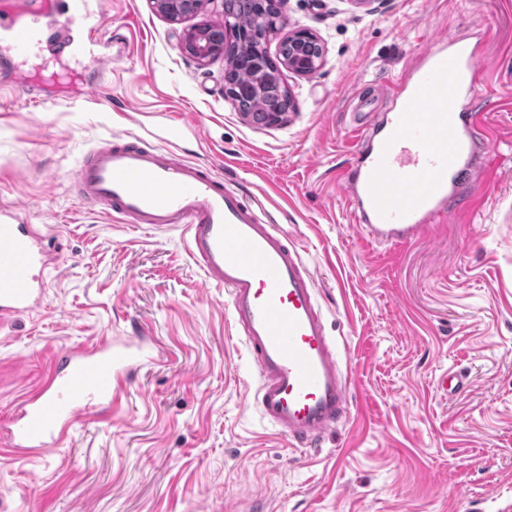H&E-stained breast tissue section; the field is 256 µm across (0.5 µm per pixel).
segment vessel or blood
<instances>
[{
  "label": "vessel or blood",
  "instance_id": "b4317fda",
  "mask_svg": "<svg viewBox=\"0 0 512 512\" xmlns=\"http://www.w3.org/2000/svg\"><path fill=\"white\" fill-rule=\"evenodd\" d=\"M63 2L34 0L16 10L0 0V20L11 32L0 66L11 67L13 52L25 50ZM477 63L474 48L441 38L406 69L393 89L392 111L372 117L345 176L348 205L367 239L416 241L447 216L462 186L490 184L477 162L487 149L480 115L460 109ZM74 184L79 201L102 205L125 224L184 230L189 255L228 296L266 423L312 448L347 421L351 378L327 329L319 281L261 202L245 200L212 167L131 133L93 147ZM53 262L47 235L25 222L20 207L1 206V327L41 306L43 273ZM152 358L142 336L57 354L50 378L18 406L0 441L20 453H53L75 423L111 409L129 371Z\"/></svg>",
  "mask_w": 512,
  "mask_h": 512
}]
</instances>
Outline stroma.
I'll use <instances>...</instances> for the list:
<instances>
[{"label": "stroma", "mask_w": 512, "mask_h": 512, "mask_svg": "<svg viewBox=\"0 0 512 512\" xmlns=\"http://www.w3.org/2000/svg\"><path fill=\"white\" fill-rule=\"evenodd\" d=\"M223 18L221 0L177 23L151 0H106L95 33L57 17L104 47L88 102L70 100L81 72L52 49L25 65L44 102L0 70V204L54 226L60 247L41 307L0 329V426L55 354L137 335L160 354L58 454L0 445V512H512V0H287L266 53L308 29L324 57L309 77L280 70L292 107L271 127L225 99L224 59L180 47L183 29ZM442 36L480 55L460 107L485 116L493 182L466 189L476 211L453 201L421 240L387 250L346 209L357 111H389L392 84ZM126 132L238 182L300 247L353 377L350 418L318 447L260 418L227 297L181 232L77 201L79 161ZM451 369L469 384L446 395L436 380Z\"/></svg>", "instance_id": "obj_1"}]
</instances>
